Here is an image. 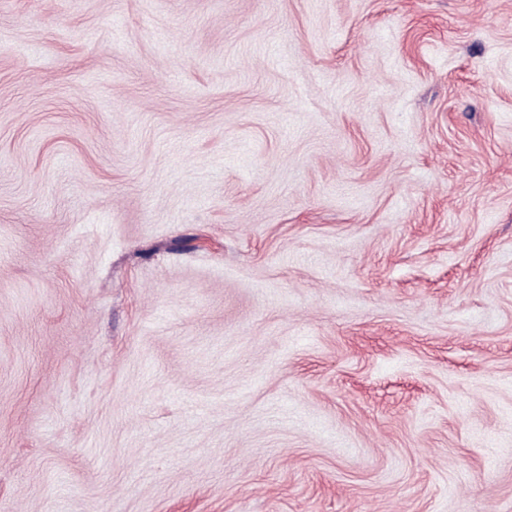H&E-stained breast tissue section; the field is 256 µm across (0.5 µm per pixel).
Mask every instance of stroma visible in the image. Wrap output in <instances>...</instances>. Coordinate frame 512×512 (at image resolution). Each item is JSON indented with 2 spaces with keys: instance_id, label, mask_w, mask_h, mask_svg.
Instances as JSON below:
<instances>
[{
  "instance_id": "obj_1",
  "label": "stroma",
  "mask_w": 512,
  "mask_h": 512,
  "mask_svg": "<svg viewBox=\"0 0 512 512\" xmlns=\"http://www.w3.org/2000/svg\"><path fill=\"white\" fill-rule=\"evenodd\" d=\"M0 512H512V0H0Z\"/></svg>"
}]
</instances>
